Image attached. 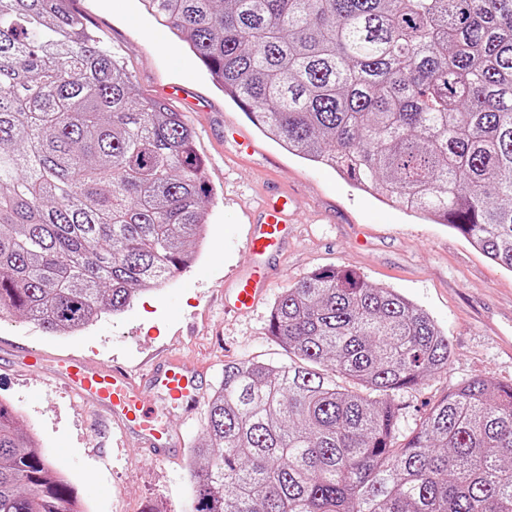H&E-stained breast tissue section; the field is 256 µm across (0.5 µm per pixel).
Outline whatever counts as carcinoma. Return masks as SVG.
<instances>
[{
  "mask_svg": "<svg viewBox=\"0 0 512 512\" xmlns=\"http://www.w3.org/2000/svg\"><path fill=\"white\" fill-rule=\"evenodd\" d=\"M141 2L282 148L512 272V0ZM212 195L184 115L67 0H0L1 314L70 336L127 310L195 258ZM267 330L290 361L224 364L193 512H512V385L471 379L397 442L393 393L451 356L423 309L334 267ZM0 512H82L2 402Z\"/></svg>",
  "mask_w": 512,
  "mask_h": 512,
  "instance_id": "1",
  "label": "carcinoma"
}]
</instances>
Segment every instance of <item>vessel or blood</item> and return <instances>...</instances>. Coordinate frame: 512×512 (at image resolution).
<instances>
[{
  "label": "vessel or blood",
  "instance_id": "1",
  "mask_svg": "<svg viewBox=\"0 0 512 512\" xmlns=\"http://www.w3.org/2000/svg\"><path fill=\"white\" fill-rule=\"evenodd\" d=\"M292 229L289 196L269 194L245 240L250 266L235 276L224 291L225 311L245 312L267 292L269 262L287 245ZM55 376L76 396L95 405L102 418L116 425L123 437L136 441L157 460L174 455L178 441L155 424L151 391H162L191 412L201 400L205 382L201 366L175 355L153 360L139 375L118 366L100 367L86 355H67L59 360Z\"/></svg>",
  "mask_w": 512,
  "mask_h": 512
}]
</instances>
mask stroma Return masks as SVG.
Instances as JSON below:
<instances>
[{
  "label": "stroma",
  "instance_id": "stroma-1",
  "mask_svg": "<svg viewBox=\"0 0 512 512\" xmlns=\"http://www.w3.org/2000/svg\"><path fill=\"white\" fill-rule=\"evenodd\" d=\"M71 6L121 62L138 96L164 100L183 113L214 189L198 258L162 289L139 295L126 312L102 313L74 336L54 335L16 316L0 319V401L24 417L47 458L66 454L64 471L86 512H187L194 480L190 450L204 435L207 411L188 415L156 398L155 420L179 436L181 450L154 462L133 444L119 442L115 428L53 378L57 359L80 352L100 365L117 363L139 373L152 358L177 354L205 369V389L213 391L226 363H288L287 351L266 331L271 309L284 291L319 268L347 267L373 286L397 290L448 336L447 370L395 397L400 436L410 435L433 403L471 377L512 383L511 272L447 226L354 190L339 173L264 136L140 0H72ZM174 86L180 90L176 98L169 94ZM241 142L248 146L242 153ZM271 186L293 196L296 233L254 310L225 315L224 285L249 265L243 240ZM25 346L43 352V368L14 364V351Z\"/></svg>",
  "mask_w": 512,
  "mask_h": 512
}]
</instances>
